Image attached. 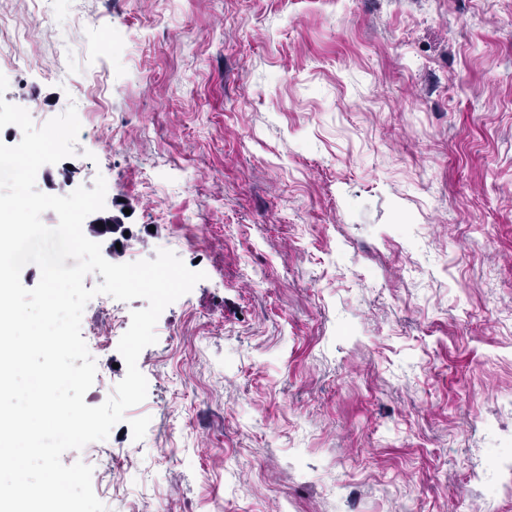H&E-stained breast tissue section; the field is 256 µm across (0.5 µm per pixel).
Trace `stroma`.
<instances>
[{"label":"stroma","mask_w":512,"mask_h":512,"mask_svg":"<svg viewBox=\"0 0 512 512\" xmlns=\"http://www.w3.org/2000/svg\"><path fill=\"white\" fill-rule=\"evenodd\" d=\"M0 17L35 26L5 100L81 123L37 189L103 177L107 261L206 274L138 357L145 401L62 456L107 512H512V0ZM145 305L87 303L86 404L126 374L113 312Z\"/></svg>","instance_id":"1"}]
</instances>
